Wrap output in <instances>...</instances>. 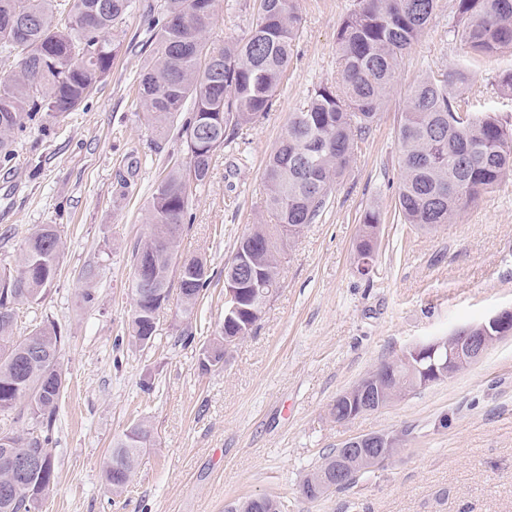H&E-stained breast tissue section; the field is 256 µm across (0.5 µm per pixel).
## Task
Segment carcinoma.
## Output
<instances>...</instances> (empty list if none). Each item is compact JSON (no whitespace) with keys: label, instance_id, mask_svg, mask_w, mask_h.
<instances>
[{"label":"carcinoma","instance_id":"obj_1","mask_svg":"<svg viewBox=\"0 0 512 512\" xmlns=\"http://www.w3.org/2000/svg\"><path fill=\"white\" fill-rule=\"evenodd\" d=\"M164 0L150 27L149 60L140 74L138 95L153 129L163 134L186 101L191 116L179 134L188 171L173 166L148 202L151 235L132 253L128 294L133 310L129 335L156 338L154 292L178 278L182 317L191 322L210 283L200 258L178 262V243L189 217L190 184L209 178L214 152L241 137L270 112L288 69L300 16L298 0H258L246 35L216 47L209 34L216 24L215 0ZM437 0H357L336 30L340 78L336 86L315 88L291 114L285 133L269 154L264 171V207L275 224H255L235 255L250 260L259 274L279 287L281 228L295 232L314 223L335 184L355 163V147L366 138L385 105L406 53L432 20ZM132 0H0V57L16 60V71L0 80V155L11 156L12 133L38 112L76 110L110 73L123 48V25ZM456 37L476 56L512 51V0H454ZM469 79L461 70L426 75L408 89L397 137L401 145L396 210L402 223L436 229L454 222L512 176V129L494 112L461 109L450 87ZM381 213L362 214L358 249H372L371 231ZM61 237L37 225L26 238L14 268L0 271V312L20 302L37 304L55 279ZM64 336L46 320L27 335L0 320V416L23 406L32 421L27 435L0 432V512H38L56 479L47 448L58 410L60 354ZM206 370L224 362V331L204 350ZM386 380L398 396L413 390L397 360L384 361ZM151 430L139 421L115 442L102 468L107 488L118 495L129 484ZM42 453L46 470L18 486L12 459ZM225 512H289L281 497L235 500Z\"/></svg>","mask_w":512,"mask_h":512}]
</instances>
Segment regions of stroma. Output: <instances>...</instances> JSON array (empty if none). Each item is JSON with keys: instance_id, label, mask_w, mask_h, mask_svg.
<instances>
[{"instance_id": "stroma-1", "label": "stroma", "mask_w": 512, "mask_h": 512, "mask_svg": "<svg viewBox=\"0 0 512 512\" xmlns=\"http://www.w3.org/2000/svg\"><path fill=\"white\" fill-rule=\"evenodd\" d=\"M163 0H134L124 47L104 82L74 112L39 113L0 162V269L14 267L38 224L64 244L40 305L15 308V332L50 319L62 329L65 387L49 447L56 480L39 512H224L252 495L288 496L294 512H512V339L452 378L389 407L334 420L336 398L381 362L512 307V176L454 223L421 230L394 215L397 126L409 86L464 69L451 91L464 110L497 113L512 127L500 81L512 52L474 57L454 34L453 0L403 58L356 162L329 204L287 247L280 286L223 366L202 370L209 336L224 322V265L265 218L264 168L291 112L338 80L336 26L356 0H300V30L271 112L215 152L208 181L190 189L179 253L205 258L211 283L192 324L171 293L153 346L132 343L126 283L132 251L152 227L145 206L173 163H186L177 130L157 137L138 96L143 45ZM212 40L246 34L254 0H215ZM383 215L370 276L356 271L355 242L369 206ZM94 295L85 304L83 291ZM196 339L180 341L185 331ZM138 420L153 430L130 483L109 492L102 465ZM387 434L400 448L350 489L317 502L299 485L329 449Z\"/></svg>"}]
</instances>
